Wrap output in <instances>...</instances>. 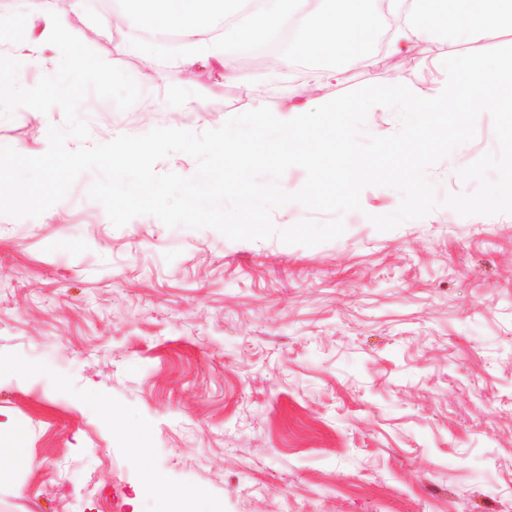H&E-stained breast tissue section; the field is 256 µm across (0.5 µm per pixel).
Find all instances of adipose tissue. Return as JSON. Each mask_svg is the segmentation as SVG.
<instances>
[{
  "mask_svg": "<svg viewBox=\"0 0 512 512\" xmlns=\"http://www.w3.org/2000/svg\"><path fill=\"white\" fill-rule=\"evenodd\" d=\"M85 0H70L69 11L63 12L52 0H21L23 14L39 22L41 33H22L15 44L22 60L41 69L43 82L28 85L25 71L14 73L11 83L24 93L18 109L33 112H65L69 109L64 94L56 92L59 72H67L75 81H91L109 86L114 66L108 59L96 56L80 45L68 23L69 12L82 9ZM119 0L111 14L101 15L98 23L109 29L112 17L126 25L139 27L152 34L164 32L174 47L178 72L207 76L217 84L236 79L238 64L247 37L256 30L273 38V53L279 67L273 80L285 82L297 62H304L301 82L288 100L271 111L261 101H253L247 112L234 115L224 127L210 131L199 140L195 131L175 123H167L135 132L112 131L102 136L87 131L90 154L112 161V194L108 208L113 219L124 224L135 223L137 212L127 198L126 178L135 175L142 181L152 178L148 166L127 171L124 160L130 148L153 147L173 140L190 150H204L216 164H223L227 153L239 152L254 129L273 125L277 144L278 165L282 168L305 166L316 168L324 143H331L340 156L336 180L341 192L328 203L331 213L348 209L366 210L369 219L389 223L425 222L439 211H447L454 223H488L499 216L512 217V196H503L496 182L488 180L480 169L459 168L458 160L466 152L464 142L450 140L445 153L433 156L419 154L413 165L414 179L425 183L436 162L459 169L461 176L475 188L476 199L446 207L442 197L422 191L401 189L397 202L378 213L368 208L369 195L389 189L387 172L377 168H357L361 148L355 129L345 116L348 103L321 98L311 99L310 90L336 84L341 77V62L361 68L375 65L376 58L365 41L382 19L392 22L387 43L390 55H419L427 46L438 48L436 63L440 78L421 88L398 79H390L386 92L373 96L370 109L389 112L400 108L403 117L386 139L377 141L376 151L389 144L410 139L426 140L436 135L434 118L444 112L465 107L472 126H482L487 116L497 125L486 140L484 153L501 170H512V57L487 51L483 42L489 32L512 35V0H314L311 8L300 0H267L264 7L249 10L245 0ZM300 17L299 39L276 41L278 30L288 19ZM465 37L469 50L453 55L450 47L458 37ZM318 197L316 179L279 192L274 183L254 185L239 198L248 208L261 206L308 213Z\"/></svg>",
  "mask_w": 512,
  "mask_h": 512,
  "instance_id": "obj_1",
  "label": "adipose tissue"
}]
</instances>
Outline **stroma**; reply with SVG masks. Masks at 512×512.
Instances as JSON below:
<instances>
[{"mask_svg": "<svg viewBox=\"0 0 512 512\" xmlns=\"http://www.w3.org/2000/svg\"><path fill=\"white\" fill-rule=\"evenodd\" d=\"M86 5L73 34L114 60L130 100L99 111L93 86L68 81L70 111L44 114L14 107L19 87L0 92V416L24 423L32 460L0 512H131L142 446L212 512H512V219L353 212L312 247L151 215L112 223L111 162L37 163L58 125L104 135L173 121L204 136L253 100L278 109L291 86L258 77L254 40L238 81L185 85L191 106L172 112L169 59L102 34L88 18L104 0ZM371 48L375 67L310 93L350 103L364 143L398 118L366 111L368 94L393 75H436L429 57ZM437 123L476 166L484 134L465 112ZM17 362L53 378L26 379ZM89 389L100 406L82 405Z\"/></svg>", "mask_w": 512, "mask_h": 512, "instance_id": "obj_1", "label": "stroma"}]
</instances>
